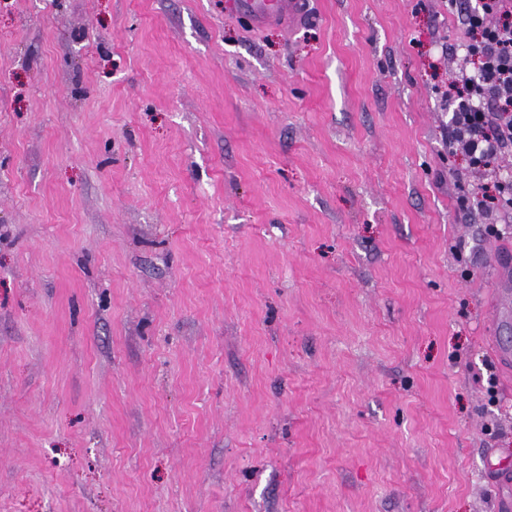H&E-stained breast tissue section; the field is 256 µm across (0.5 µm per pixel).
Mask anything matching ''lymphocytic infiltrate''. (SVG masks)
Returning <instances> with one entry per match:
<instances>
[{"instance_id":"1","label":"lymphocytic infiltrate","mask_w":512,"mask_h":512,"mask_svg":"<svg viewBox=\"0 0 512 512\" xmlns=\"http://www.w3.org/2000/svg\"><path fill=\"white\" fill-rule=\"evenodd\" d=\"M473 37L466 56L477 59V75L456 91L458 109L450 140L461 145L473 169L491 172L502 148L512 145V0H481L466 15Z\"/></svg>"}]
</instances>
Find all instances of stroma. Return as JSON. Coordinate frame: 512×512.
Instances as JSON below:
<instances>
[{"label": "stroma", "mask_w": 512, "mask_h": 512, "mask_svg": "<svg viewBox=\"0 0 512 512\" xmlns=\"http://www.w3.org/2000/svg\"><path fill=\"white\" fill-rule=\"evenodd\" d=\"M224 2L0 0V512H501L474 0ZM226 7L246 17L253 28L293 25L305 17L304 0H227Z\"/></svg>", "instance_id": "obj_1"}]
</instances>
